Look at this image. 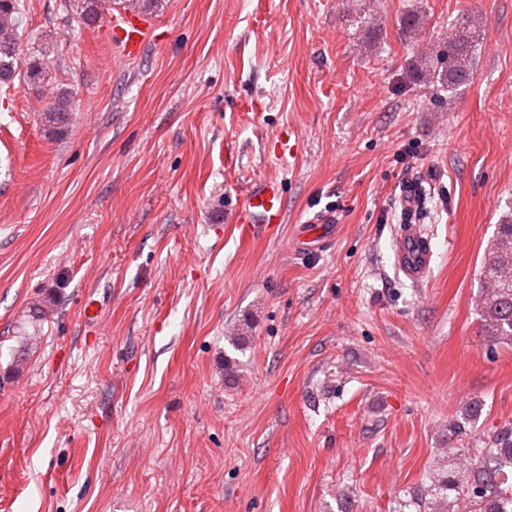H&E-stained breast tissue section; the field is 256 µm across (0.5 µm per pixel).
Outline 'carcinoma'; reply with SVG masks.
<instances>
[{
  "label": "carcinoma",
  "mask_w": 512,
  "mask_h": 512,
  "mask_svg": "<svg viewBox=\"0 0 512 512\" xmlns=\"http://www.w3.org/2000/svg\"><path fill=\"white\" fill-rule=\"evenodd\" d=\"M69 10L83 24H96L103 16L106 0H67ZM20 0H0V85L13 82L18 58V14ZM403 29L419 35L429 25L422 11L401 18ZM481 28L475 17L463 13L448 29L439 32L432 47L408 62L414 77L443 91L453 92L474 77L473 37ZM27 84L43 92L47 83L43 58L33 57L27 68ZM71 112V92L58 88L45 99L41 122L51 134L64 131ZM485 298L481 316L494 340L512 338V221L497 225L496 244L488 254L484 270ZM481 403L471 404L462 419L449 423L453 438L468 437V426L480 414ZM457 463L434 485V512H512V426L488 435L475 453L453 449Z\"/></svg>",
  "instance_id": "carcinoma-1"
}]
</instances>
